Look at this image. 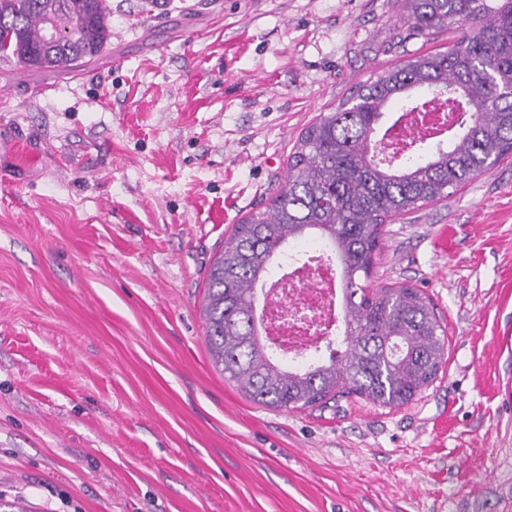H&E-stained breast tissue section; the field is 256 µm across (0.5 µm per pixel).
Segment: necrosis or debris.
Wrapping results in <instances>:
<instances>
[{"label":"necrosis or debris","mask_w":512,"mask_h":512,"mask_svg":"<svg viewBox=\"0 0 512 512\" xmlns=\"http://www.w3.org/2000/svg\"><path fill=\"white\" fill-rule=\"evenodd\" d=\"M330 247L289 251L285 274L269 276L263 341L274 360L304 367L323 358L343 323L341 273Z\"/></svg>","instance_id":"4bbe7bcc"}]
</instances>
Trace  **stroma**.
Masks as SVG:
<instances>
[{
  "mask_svg": "<svg viewBox=\"0 0 512 512\" xmlns=\"http://www.w3.org/2000/svg\"><path fill=\"white\" fill-rule=\"evenodd\" d=\"M78 69L0 62V500L29 512H512V155L384 225L446 331L409 403L260 405L202 303L321 111L460 36L397 0H111Z\"/></svg>",
  "mask_w": 512,
  "mask_h": 512,
  "instance_id": "1",
  "label": "stroma"
}]
</instances>
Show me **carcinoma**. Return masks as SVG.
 <instances>
[{
	"mask_svg": "<svg viewBox=\"0 0 512 512\" xmlns=\"http://www.w3.org/2000/svg\"><path fill=\"white\" fill-rule=\"evenodd\" d=\"M408 37L475 28L448 50L377 73L321 112L288 155L286 184L234 226L213 260L202 307L206 345L224 378L253 401L302 410L358 395L401 406L436 378L445 329L429 299L407 284L368 292L381 227L447 198L512 154V0H400ZM110 0H0V59L31 70L79 68L112 36ZM64 34L51 45L47 21ZM457 113L448 145L385 151L379 125L390 107L427 112L434 99ZM315 234L341 269L343 354L293 369L270 359L251 313L282 249Z\"/></svg>",
	"mask_w": 512,
	"mask_h": 512,
	"instance_id": "1",
	"label": "carcinoma"
}]
</instances>
